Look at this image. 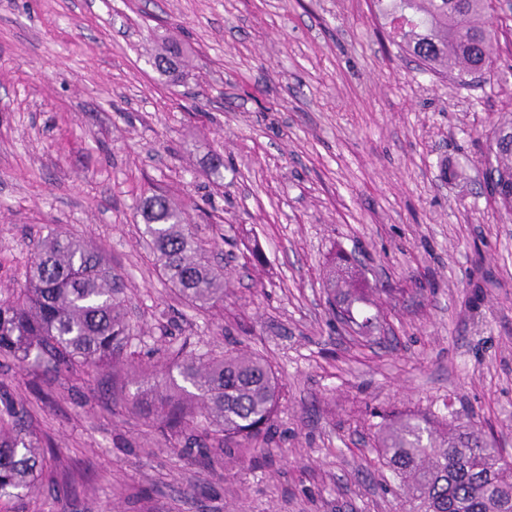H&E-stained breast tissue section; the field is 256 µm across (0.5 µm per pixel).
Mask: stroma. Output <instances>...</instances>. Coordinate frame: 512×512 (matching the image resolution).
<instances>
[{
    "label": "stroma",
    "instance_id": "35a3bbf8",
    "mask_svg": "<svg viewBox=\"0 0 512 512\" xmlns=\"http://www.w3.org/2000/svg\"><path fill=\"white\" fill-rule=\"evenodd\" d=\"M168 40L192 52L172 81L148 62ZM510 121L512 56L457 83L372 0H0V300L59 228L104 251L133 329L87 374L0 365L56 452L14 512H395L377 431L406 415L471 421L512 462V212L485 183ZM157 191L223 265V306L161 275ZM339 249L372 289L366 336L328 309ZM180 346L269 361L267 454L197 461L133 404Z\"/></svg>",
    "mask_w": 512,
    "mask_h": 512
}]
</instances>
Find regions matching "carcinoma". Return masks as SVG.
Here are the masks:
<instances>
[{"instance_id": "carcinoma-1", "label": "carcinoma", "mask_w": 512, "mask_h": 512, "mask_svg": "<svg viewBox=\"0 0 512 512\" xmlns=\"http://www.w3.org/2000/svg\"><path fill=\"white\" fill-rule=\"evenodd\" d=\"M379 15L397 44L428 69L460 82L490 69L502 46L488 22L490 0H376ZM182 57L176 46L153 57L156 71L169 76ZM490 163L496 196L512 213V124L492 130ZM143 240L157 256L166 280L183 300L199 308L224 301V270L213 265L184 217L164 192L142 207ZM329 305L358 329L351 288H362L341 253L332 261ZM121 282L97 248L55 230L41 241L24 282L0 300V357L30 358L49 371L101 367L120 357L131 327L119 298ZM183 384H178V381ZM135 403L156 418L162 433L194 431L198 451L229 447L265 452L279 399L272 365L256 354L233 351L197 355L181 347L167 353L160 368L148 370ZM442 435L425 419L407 417L385 425L381 454L398 481L403 512H512V463L473 425L456 419ZM41 438L25 400L0 385V502L33 494L46 470Z\"/></svg>"}]
</instances>
